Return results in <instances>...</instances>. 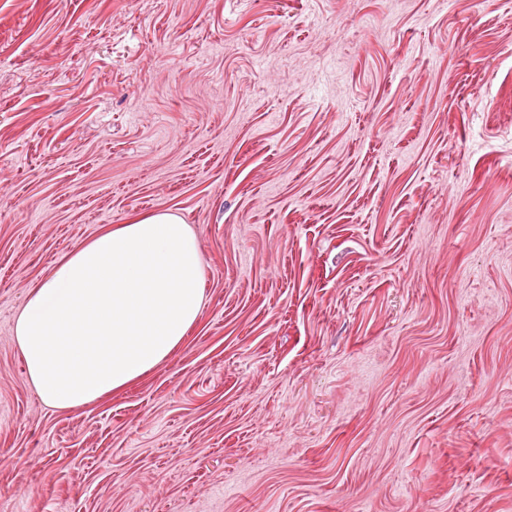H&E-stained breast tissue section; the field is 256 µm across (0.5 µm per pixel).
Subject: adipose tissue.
I'll list each match as a JSON object with an SVG mask.
<instances>
[{
    "mask_svg": "<svg viewBox=\"0 0 512 512\" xmlns=\"http://www.w3.org/2000/svg\"><path fill=\"white\" fill-rule=\"evenodd\" d=\"M204 263L190 226L159 212L75 249L29 294L14 326L44 402L75 409L166 361L196 323Z\"/></svg>",
    "mask_w": 512,
    "mask_h": 512,
    "instance_id": "adipose-tissue-1",
    "label": "adipose tissue"
}]
</instances>
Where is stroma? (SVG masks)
<instances>
[{
	"instance_id": "1",
	"label": "stroma",
	"mask_w": 512,
	"mask_h": 512,
	"mask_svg": "<svg viewBox=\"0 0 512 512\" xmlns=\"http://www.w3.org/2000/svg\"><path fill=\"white\" fill-rule=\"evenodd\" d=\"M161 211L196 324L48 407L19 310ZM0 512H512V0H0Z\"/></svg>"
}]
</instances>
